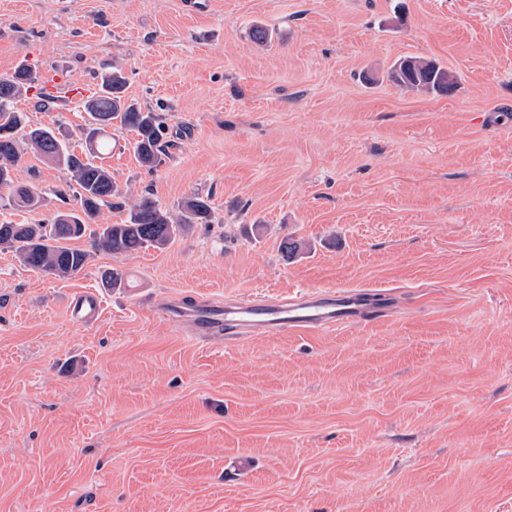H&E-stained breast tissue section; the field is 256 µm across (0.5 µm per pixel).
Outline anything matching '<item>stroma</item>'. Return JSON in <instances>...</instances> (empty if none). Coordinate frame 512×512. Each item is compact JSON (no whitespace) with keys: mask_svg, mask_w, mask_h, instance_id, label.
I'll list each match as a JSON object with an SVG mask.
<instances>
[{"mask_svg":"<svg viewBox=\"0 0 512 512\" xmlns=\"http://www.w3.org/2000/svg\"><path fill=\"white\" fill-rule=\"evenodd\" d=\"M406 56L456 89L396 87ZM22 63L89 94L121 67L165 153L146 171L113 124L114 180L213 212L163 250L83 237L68 279L0 246V512H512V0H0V71ZM66 90L17 107L77 130ZM16 176L45 201L0 223L68 209L64 170ZM346 288L393 315L201 343L154 309ZM102 301L95 290L78 294L71 302V315L76 322L87 324L96 322L101 313Z\"/></svg>","mask_w":512,"mask_h":512,"instance_id":"stroma-1","label":"stroma"}]
</instances>
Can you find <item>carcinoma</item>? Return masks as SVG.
I'll use <instances>...</instances> for the list:
<instances>
[{
	"mask_svg": "<svg viewBox=\"0 0 512 512\" xmlns=\"http://www.w3.org/2000/svg\"><path fill=\"white\" fill-rule=\"evenodd\" d=\"M248 36L259 47L270 45L273 39L272 31L261 24L253 25ZM389 77L405 89L425 94H447L456 87L448 69L416 57L398 61ZM37 81V72L25 64L11 77L0 79V190L8 192V199L28 208L40 206L41 191L16 183V171L30 152L68 172L70 183L75 185L76 208L58 214L50 224H0V246L12 249L25 267L58 278H69L82 271L90 252L71 242L84 236L86 227L95 222L101 207L107 205L128 207L122 223L101 224L93 232V246L113 255L149 248L163 250L194 225L209 222V199L199 195L185 198L176 213L150 196L127 204L112 172L102 163L111 147L106 128L117 119L122 127L135 133L132 149L140 165L153 170L161 164L164 117L126 100V78L121 69L114 68L102 75L98 92L85 104L89 119L80 131L85 144L82 154L68 148L53 130L31 126L26 113L17 109L18 98Z\"/></svg>",
	"mask_w": 512,
	"mask_h": 512,
	"instance_id": "cac0c4a2",
	"label": "carcinoma"
}]
</instances>
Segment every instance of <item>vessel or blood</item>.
I'll return each mask as SVG.
<instances>
[{"label": "vessel or blood", "instance_id": "vessel-or-blood-1", "mask_svg": "<svg viewBox=\"0 0 512 512\" xmlns=\"http://www.w3.org/2000/svg\"><path fill=\"white\" fill-rule=\"evenodd\" d=\"M101 308L99 295L90 289L73 299L71 315L77 322L92 323L99 319ZM157 311L186 325L200 341L238 328L268 334L328 330L356 320L378 319L386 314L385 308L367 303L357 290H343L330 297L308 292L289 301L251 295L224 305L188 307L180 302L162 303Z\"/></svg>", "mask_w": 512, "mask_h": 512}]
</instances>
